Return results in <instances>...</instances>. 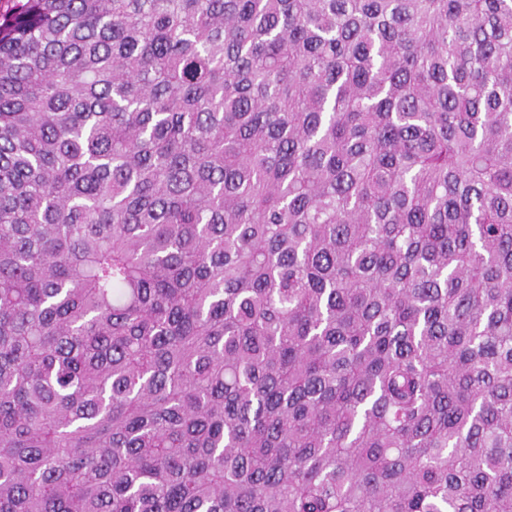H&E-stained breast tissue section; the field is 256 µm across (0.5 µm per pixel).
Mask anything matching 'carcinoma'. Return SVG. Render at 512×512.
Segmentation results:
<instances>
[{
    "instance_id": "carcinoma-1",
    "label": "carcinoma",
    "mask_w": 512,
    "mask_h": 512,
    "mask_svg": "<svg viewBox=\"0 0 512 512\" xmlns=\"http://www.w3.org/2000/svg\"><path fill=\"white\" fill-rule=\"evenodd\" d=\"M0 512H512V0H7Z\"/></svg>"
}]
</instances>
